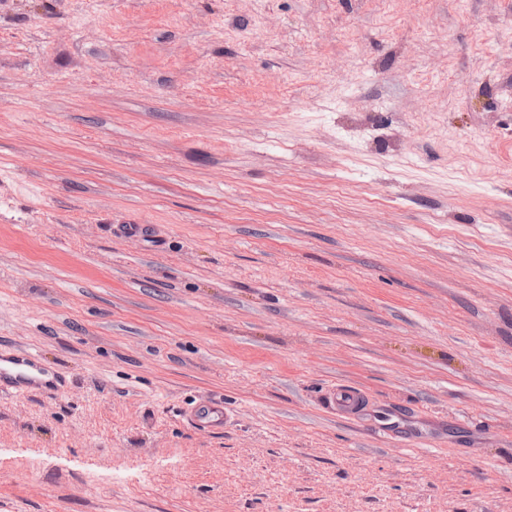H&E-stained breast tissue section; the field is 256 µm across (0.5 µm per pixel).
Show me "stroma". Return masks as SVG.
<instances>
[{"label":"stroma","mask_w":512,"mask_h":512,"mask_svg":"<svg viewBox=\"0 0 512 512\" xmlns=\"http://www.w3.org/2000/svg\"><path fill=\"white\" fill-rule=\"evenodd\" d=\"M28 353L0 512H512V0H0Z\"/></svg>","instance_id":"1"}]
</instances>
